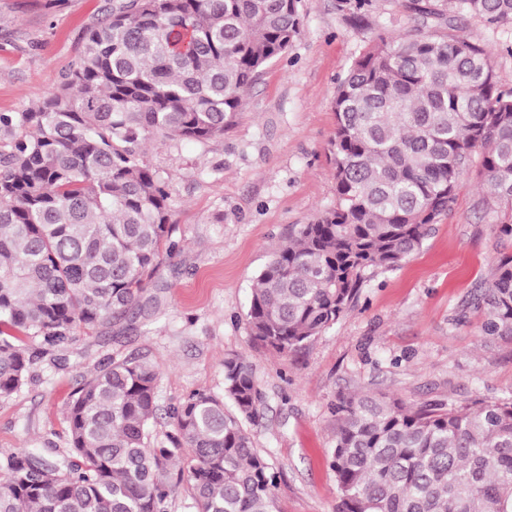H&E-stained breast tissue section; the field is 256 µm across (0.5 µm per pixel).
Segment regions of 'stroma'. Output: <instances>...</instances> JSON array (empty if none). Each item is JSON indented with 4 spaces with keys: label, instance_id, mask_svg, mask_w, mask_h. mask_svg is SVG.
<instances>
[{
    "label": "stroma",
    "instance_id": "stroma-1",
    "mask_svg": "<svg viewBox=\"0 0 512 512\" xmlns=\"http://www.w3.org/2000/svg\"><path fill=\"white\" fill-rule=\"evenodd\" d=\"M112 0H0V112L41 102L83 50V35ZM338 0H301L303 32L249 90L223 138L149 142L145 159L171 186L172 238L141 298L143 313L80 338L40 362L19 393L0 399V456L20 448L67 452L65 411L78 383L103 359L147 354L160 380L155 441L166 412L194 392L224 391V361L247 357L263 393L252 427L279 473L281 512H337L330 452L341 396L382 391L406 403L498 401L512 396V339H489L469 308L512 239L484 209L479 164L459 178L455 200L421 249L394 270L369 272L353 305L304 348L257 346L246 314L258 273L299 225L337 203L328 146L334 96L364 47L367 29L392 34L413 21L400 0H371L359 26ZM462 32L491 55L512 87V30L469 20Z\"/></svg>",
    "mask_w": 512,
    "mask_h": 512
}]
</instances>
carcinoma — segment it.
Wrapping results in <instances>:
<instances>
[{"mask_svg": "<svg viewBox=\"0 0 512 512\" xmlns=\"http://www.w3.org/2000/svg\"><path fill=\"white\" fill-rule=\"evenodd\" d=\"M300 0H116L35 107L0 113V398L47 353L142 313L170 240L169 184L149 141L224 136L262 71L301 33ZM417 21L368 37L336 87L330 143L337 203L301 224L257 278L246 321L278 354L303 348L353 303L367 271L414 254L454 201L475 152L487 210L512 214V89L488 52L448 35L469 16L512 28V0H402ZM472 305L482 333L512 337V255ZM159 371L107 358L71 394L69 448L0 459V512H280L276 473L248 426L262 395L243 356L224 394L167 412L153 443ZM338 512H512V398L415 406L384 393L336 403ZM177 475L170 466L182 455Z\"/></svg>", "mask_w": 512, "mask_h": 512, "instance_id": "1", "label": "carcinoma"}]
</instances>
